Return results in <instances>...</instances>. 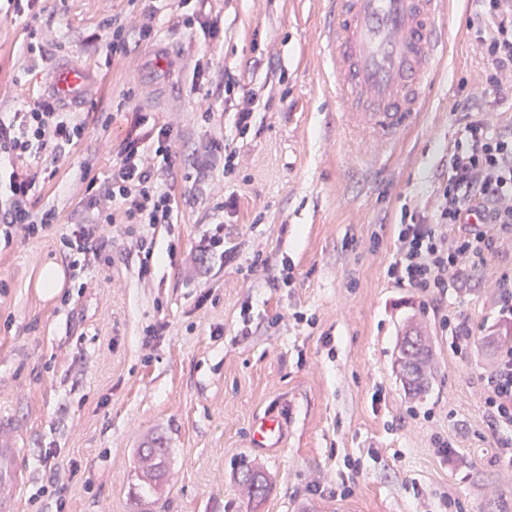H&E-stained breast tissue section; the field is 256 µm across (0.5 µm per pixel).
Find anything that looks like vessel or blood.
Returning <instances> with one entry per match:
<instances>
[{"mask_svg": "<svg viewBox=\"0 0 512 512\" xmlns=\"http://www.w3.org/2000/svg\"><path fill=\"white\" fill-rule=\"evenodd\" d=\"M324 52L336 79L345 124L367 134L375 149L387 148L412 123L427 98L437 62L445 50L437 30L446 0H328ZM179 58L158 42L142 76H169ZM98 83L93 68L59 63L49 90L65 106L85 99ZM281 422L269 415L253 424V443L264 446L280 435ZM27 470L16 431L0 416V512H17L18 490Z\"/></svg>", "mask_w": 512, "mask_h": 512, "instance_id": "obj_1", "label": "vessel or blood"}]
</instances>
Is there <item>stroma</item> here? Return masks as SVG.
I'll list each match as a JSON object with an SVG mask.
<instances>
[{"mask_svg":"<svg viewBox=\"0 0 512 512\" xmlns=\"http://www.w3.org/2000/svg\"><path fill=\"white\" fill-rule=\"evenodd\" d=\"M144 4L45 0L32 38L42 56L29 70L18 57L26 19L0 17V110L46 95L58 56L76 54L100 76L82 140L58 158L28 159L45 178L36 204L58 210L57 226L0 241V414L19 431L28 464L19 512H137L138 452L157 442L168 455L155 512H448L452 499L462 512H512V470L498 460L484 381L504 339L491 293L512 273V238H499L444 295L387 273L403 216L431 214L448 155L467 142L463 100L488 103L491 123L512 125V102L493 103L479 81L485 62L467 27L477 0H449L435 84L378 161L344 126L320 54L326 0H190L188 11L219 16L223 33L209 41L160 19L158 35L180 59L171 90L140 81L149 44L110 63L84 42ZM202 49L213 81L229 69L271 95L256 110L260 134L239 137L228 113L202 118L201 96L189 90ZM136 112L179 128V222L158 226L148 273L131 224L107 225L110 245L72 265L60 237L89 213L76 180L86 166L111 178L112 148ZM222 142L240 152L239 176L225 181L218 168L212 182L189 180L196 157ZM228 191L238 204L225 218L229 260L198 251L224 218ZM258 255L267 266H254ZM49 263L62 272L51 295L40 280ZM454 311L474 331L463 357L441 329ZM413 327L433 355L417 395L396 362ZM268 412L282 416V438L254 447L253 423ZM249 468L267 479L256 503L240 482Z\"/></svg>","mask_w":512,"mask_h":512,"instance_id":"35a3bbf8","label":"stroma"}]
</instances>
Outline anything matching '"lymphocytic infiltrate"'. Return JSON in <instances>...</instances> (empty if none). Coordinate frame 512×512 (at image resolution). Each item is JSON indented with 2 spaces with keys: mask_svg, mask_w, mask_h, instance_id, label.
<instances>
[{
  "mask_svg": "<svg viewBox=\"0 0 512 512\" xmlns=\"http://www.w3.org/2000/svg\"><path fill=\"white\" fill-rule=\"evenodd\" d=\"M186 0H159L136 22H104L90 35L107 58L128 56L131 38L154 39L161 13H175ZM485 60L481 81L495 99H512V0H480V10L468 20ZM209 66L196 60L191 90H204L205 115L235 103L233 115L239 136L253 126L257 97L244 90L237 75L225 72L224 82L209 87ZM465 114L468 144L448 158V185L437 199L431 224L401 225L395 260L388 272L396 282L423 293H447L464 271L485 261L496 241L512 236V131L502 132L479 118L474 103L460 105ZM85 134V121L74 112L57 111L46 98L30 101L12 118L0 117V161L7 165L6 194L0 199V238L12 241L47 233L58 222L55 207L34 208L38 172L24 161L35 150L57 154L76 145ZM177 135L169 123L146 124L134 116L131 129L116 149L109 180L88 179L83 195L93 211L90 223L76 225L60 243L73 254H98L107 245L105 225L124 217L137 225L134 245L145 260L154 255L158 225L176 223L179 200L171 186L176 178ZM477 223H470V215ZM485 402L500 431L512 432V345L502 346L485 380Z\"/></svg>",
  "mask_w": 512,
  "mask_h": 512,
  "instance_id": "f902f5d3",
  "label": "lymphocytic infiltrate"
}]
</instances>
